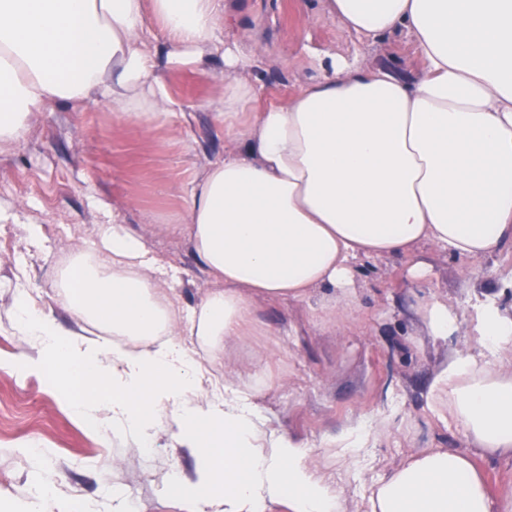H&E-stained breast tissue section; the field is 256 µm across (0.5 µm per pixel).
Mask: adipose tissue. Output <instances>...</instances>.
Wrapping results in <instances>:
<instances>
[{"label": "adipose tissue", "mask_w": 512, "mask_h": 512, "mask_svg": "<svg viewBox=\"0 0 512 512\" xmlns=\"http://www.w3.org/2000/svg\"><path fill=\"white\" fill-rule=\"evenodd\" d=\"M360 41L395 31L421 68L402 75L359 55L314 50L316 77L282 103L240 122L253 83L250 59L224 49V110L216 119L235 152L205 172L188 232L212 288L179 324L155 279L145 242L120 222L94 268L66 273L78 319L63 329L15 305L35 341L26 369L61 367L100 395L76 405L85 419L152 445L156 414L170 412L177 447L197 462L169 486L197 512H343L333 480L301 442L266 436L257 379L224 386L208 370L224 342L245 340L255 299L304 300L330 288L350 308L362 257L407 255L431 243L453 257L512 246V0H320ZM161 23L178 63L201 62L224 21V0H0V142L20 138L49 99L111 97L121 116L151 125L171 109L143 47L145 11ZM472 350L449 354L428 388L431 411L460 425L470 452L431 448L376 482L368 512H512V487L491 491L474 462L512 457V371L487 353L512 354V307L486 293L469 316Z\"/></svg>", "instance_id": "adipose-tissue-1"}]
</instances>
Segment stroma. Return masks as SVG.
Listing matches in <instances>:
<instances>
[{"instance_id": "35a3bbf8", "label": "stroma", "mask_w": 512, "mask_h": 512, "mask_svg": "<svg viewBox=\"0 0 512 512\" xmlns=\"http://www.w3.org/2000/svg\"><path fill=\"white\" fill-rule=\"evenodd\" d=\"M143 40L172 102V115L151 129L121 117L111 97L50 100L33 112L27 134L0 145V512H41V489L54 512H189L168 490L169 475L193 472L196 461L172 438L169 414L157 417L153 448L95 428L75 413L62 372L26 371L18 361L37 354L15 315L26 294L66 328L76 324L62 273L75 255L94 260L100 233L119 220L163 264L162 277L182 314L197 307L212 281L187 237L188 201L203 173L235 149L217 126L224 109V58L214 51L197 65L170 61L160 23L145 14ZM217 43L254 51L245 71L256 85L254 109L284 100L314 74L304 47L363 55L396 71H417L409 39L396 32L360 42L317 0H230ZM39 224L42 242L29 240ZM432 276L412 283L402 256L358 262L356 304L330 321L320 308L329 293L304 301H255L257 321L247 345L227 342L217 373L259 372L269 389L259 403L279 431L302 440L310 459L333 475L345 512H361L370 486L425 448L468 450L463 429L439 421L427 385L448 350H466L468 327L448 339L428 335L419 308L429 298L467 314L489 288L512 301V248L492 257L455 259L425 243L415 251ZM387 432L343 469L329 437L352 426Z\"/></svg>"}]
</instances>
